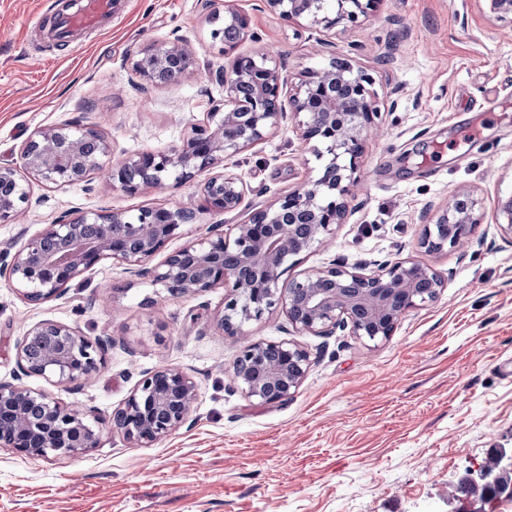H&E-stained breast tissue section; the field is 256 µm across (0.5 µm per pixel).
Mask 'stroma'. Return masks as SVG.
Wrapping results in <instances>:
<instances>
[{
	"label": "stroma",
	"mask_w": 512,
	"mask_h": 512,
	"mask_svg": "<svg viewBox=\"0 0 512 512\" xmlns=\"http://www.w3.org/2000/svg\"><path fill=\"white\" fill-rule=\"evenodd\" d=\"M46 2L0 0V162L16 159L37 128L72 122L104 135L107 164L165 153L222 105L215 73L235 55L273 47L292 89L306 69L344 58L369 79L378 131L363 147L343 224L284 277L334 263L375 271L410 257L445 286L371 341L347 328L297 330L281 305L229 336L215 319L223 289L173 299L109 259L38 305L0 282V380L79 406L99 435L78 455L0 447V512H464L460 479L492 449L512 448V237L495 220L499 198L512 195V24L495 20L486 0H380L358 22L325 31L281 18L264 0H234L251 24L227 55L211 37L225 0H123L105 27L53 46L31 26ZM176 40L197 71L166 84L134 73L140 48ZM322 166L286 115L226 161L247 185L240 208L200 214L166 252L213 225L242 223ZM207 178L135 194L101 173L87 184H34L35 204L0 224V253L65 210L196 207ZM462 189L480 202L479 224L461 247L425 252V226ZM46 320L106 343L96 375L53 384L20 370L23 336ZM256 341L308 352L288 402L259 405L234 385L239 350ZM167 365L193 377L197 402L179 430L137 446L113 431L112 413L143 374Z\"/></svg>",
	"instance_id": "stroma-1"
}]
</instances>
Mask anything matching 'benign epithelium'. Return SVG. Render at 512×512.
<instances>
[{
    "instance_id": "7a95c632",
    "label": "benign epithelium",
    "mask_w": 512,
    "mask_h": 512,
    "mask_svg": "<svg viewBox=\"0 0 512 512\" xmlns=\"http://www.w3.org/2000/svg\"><path fill=\"white\" fill-rule=\"evenodd\" d=\"M287 20H304L332 30L355 23L377 0H264ZM490 13L512 24V0H490ZM248 15L231 4L224 8V27L248 32ZM175 81L196 66L181 44L141 48L133 70L148 82L159 81L170 62ZM224 86V108L207 114L181 145L165 154L142 153L104 167L107 141L94 129L63 124L39 128L21 145L19 160L0 162V224H11L32 203V183L71 186L86 183L106 170L114 188L135 193L163 188L195 172L224 165L227 158L264 140L284 110L276 108L287 79L267 49L237 57L231 69L217 74ZM364 75L348 60L331 58L305 71L296 92L288 96L289 111L303 116L301 138L314 143L318 158H327L320 177L304 187L253 211L229 233L191 241L159 264L146 263L167 243L194 224L197 213L222 215L238 209L246 186L232 173L219 172L204 183L196 208H144L122 212L65 211L0 265V279L31 304L61 295L68 285L101 261L112 259L148 275L178 299L224 289L219 322L234 336L242 326L261 319L280 301L293 326L317 336H333L350 327L370 340L390 336L407 311L434 301L444 281L430 266L411 258L389 263L377 272L332 266L281 280L288 261L314 244H323L343 223L345 197L357 183L356 159L376 131V109ZM463 205L447 206L426 226L421 247L438 251L465 242L476 224L478 200L460 190ZM496 220L512 236V197L498 201ZM105 346L74 328L55 321L32 326L18 346L25 373L52 382L73 384L94 376L104 363ZM310 356L288 342H255L244 346L233 366L234 380L249 400L259 405L282 403L305 377ZM197 397L194 380L182 369L162 367L144 375L124 405L112 413V430L139 445H151L178 430ZM98 434L77 407L45 392L0 381V445L26 456L81 454L96 447Z\"/></svg>"
}]
</instances>
